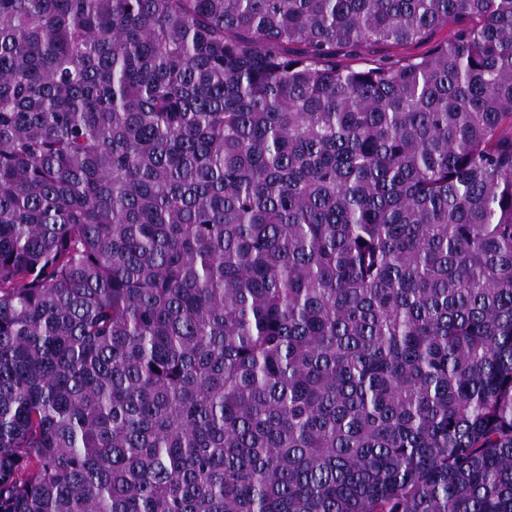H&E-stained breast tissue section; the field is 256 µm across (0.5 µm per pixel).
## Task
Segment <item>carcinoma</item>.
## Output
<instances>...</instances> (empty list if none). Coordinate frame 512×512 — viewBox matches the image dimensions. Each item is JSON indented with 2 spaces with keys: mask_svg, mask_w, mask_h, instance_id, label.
<instances>
[{
  "mask_svg": "<svg viewBox=\"0 0 512 512\" xmlns=\"http://www.w3.org/2000/svg\"><path fill=\"white\" fill-rule=\"evenodd\" d=\"M0 512H512V0H0Z\"/></svg>",
  "mask_w": 512,
  "mask_h": 512,
  "instance_id": "carcinoma-1",
  "label": "carcinoma"
}]
</instances>
